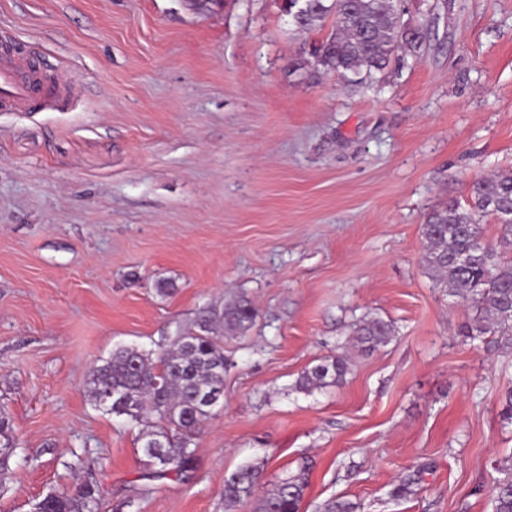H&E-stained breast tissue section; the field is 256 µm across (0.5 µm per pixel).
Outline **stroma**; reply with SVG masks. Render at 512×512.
<instances>
[{
	"instance_id": "obj_1",
	"label": "stroma",
	"mask_w": 512,
	"mask_h": 512,
	"mask_svg": "<svg viewBox=\"0 0 512 512\" xmlns=\"http://www.w3.org/2000/svg\"><path fill=\"white\" fill-rule=\"evenodd\" d=\"M404 5L420 52L347 86L292 71L312 36L279 0H0V38L83 92L0 110V512L87 480L98 512H228L247 462L262 475L235 512L303 466L300 512H490L512 351L467 338L475 311L427 273L421 227L512 170V0ZM241 297L258 316L224 338L191 471L147 483L139 425L92 406L90 370ZM368 314L395 337L362 355ZM325 355L349 356L344 382L297 391ZM261 470V465L249 462L237 470L229 473L224 478V503L232 508L236 507L244 499V491L254 487L255 480Z\"/></svg>"
}]
</instances>
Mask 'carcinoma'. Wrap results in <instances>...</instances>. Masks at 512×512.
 Returning <instances> with one entry per match:
<instances>
[{"instance_id": "1", "label": "carcinoma", "mask_w": 512, "mask_h": 512, "mask_svg": "<svg viewBox=\"0 0 512 512\" xmlns=\"http://www.w3.org/2000/svg\"><path fill=\"white\" fill-rule=\"evenodd\" d=\"M398 0H282V10L299 31L311 32L328 17L335 20L331 32L312 42L290 63L297 71L307 66L329 74L340 73L346 83L384 74L400 51L414 53L422 45L415 30L408 36L398 28ZM468 208L459 202L429 213L422 227L424 265L436 285L479 312L480 325L469 330L476 339L485 334L504 338L512 346V260L501 258L485 240L482 227L467 230L475 214L491 216L512 235V170L499 171L472 182ZM465 253L468 263L459 265ZM257 310L247 298L209 307L195 324L178 331L169 347L158 355L135 346H121L95 366L87 380L91 404L98 410L142 425L138 441L142 458L153 456L156 465L146 474L160 481L170 474L190 471L194 439L214 415L203 397L216 391L224 400V333H244L254 324ZM354 345L368 353L394 338L393 325L379 316H365L352 325ZM349 372L343 356H325L303 371L296 389L311 394L341 384ZM13 448L12 425L0 409V452ZM261 465L249 462L224 478V503L232 508L253 488ZM487 493L492 512H512V456L496 467ZM305 472L286 478L260 497L254 512H299L307 489ZM100 488L89 481L71 492L47 493L35 512H98Z\"/></svg>"}]
</instances>
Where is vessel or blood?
<instances>
[{
    "instance_id": "obj_1",
    "label": "vessel or blood",
    "mask_w": 512,
    "mask_h": 512,
    "mask_svg": "<svg viewBox=\"0 0 512 512\" xmlns=\"http://www.w3.org/2000/svg\"><path fill=\"white\" fill-rule=\"evenodd\" d=\"M79 91L67 71L40 74L33 63L11 45L0 46V109L25 112L67 98Z\"/></svg>"
}]
</instances>
